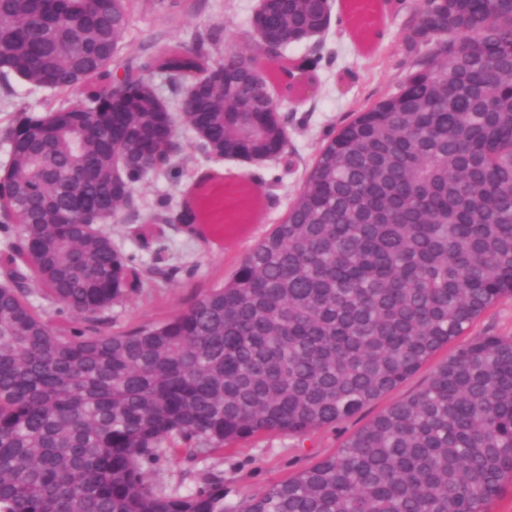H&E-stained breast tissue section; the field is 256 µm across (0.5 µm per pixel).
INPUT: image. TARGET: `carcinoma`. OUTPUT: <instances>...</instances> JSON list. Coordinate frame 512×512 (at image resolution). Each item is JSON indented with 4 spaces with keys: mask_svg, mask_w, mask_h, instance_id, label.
<instances>
[{
    "mask_svg": "<svg viewBox=\"0 0 512 512\" xmlns=\"http://www.w3.org/2000/svg\"><path fill=\"white\" fill-rule=\"evenodd\" d=\"M130 0H0V84L66 95L3 131L0 512H227L146 477L177 440L197 457L265 433L340 423L395 389L512 295V0H419L411 71L321 149L283 222L225 284L156 324L99 334L155 274L101 226L140 220L136 184L173 162L170 102L219 160L278 159L264 41L330 9L261 0L255 41L122 53ZM309 55L274 70L282 89ZM38 288L70 327L30 307ZM512 481V336H481L336 452L242 512H487Z\"/></svg>",
    "mask_w": 512,
    "mask_h": 512,
    "instance_id": "cac0c4a2",
    "label": "carcinoma"
}]
</instances>
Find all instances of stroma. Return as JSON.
<instances>
[{
  "mask_svg": "<svg viewBox=\"0 0 512 512\" xmlns=\"http://www.w3.org/2000/svg\"><path fill=\"white\" fill-rule=\"evenodd\" d=\"M418 3L330 0V26L319 42L289 47V64L314 52L321 61L315 71L299 79L291 97L282 96L277 82L267 86L288 131L285 156L260 163L209 161L197 150L192 132L178 124L180 152L172 168L140 183L137 196L150 208L174 215L195 197L197 179L205 178L203 200L217 217L225 218L224 230L197 235L181 225L167 224L161 239L142 241L131 237L125 224L105 225L114 246L134 264L151 267L155 254H162L163 273L139 298L114 306L105 316L103 333L168 320L207 289L231 279L250 250L281 222L323 144L361 110L394 92L407 75L412 59L405 50V37ZM258 5L259 0H208L201 9L188 12L170 9L163 0H149L146 8L132 14L123 50L133 53L147 42L160 48L171 38L189 45L196 33L211 28L220 30L225 48L241 49L252 38ZM48 103L46 93L22 84L9 90L0 87V130L20 110L40 112ZM483 335L512 336V297L495 302L411 377L342 424L303 437L263 434L194 461L169 453L147 465V476L159 489L180 496L194 493L203 476H219L224 480L225 506L229 512H240L252 497L334 455L366 423L424 387L455 347Z\"/></svg>",
  "mask_w": 512,
  "mask_h": 512,
  "instance_id": "1",
  "label": "stroma"
}]
</instances>
